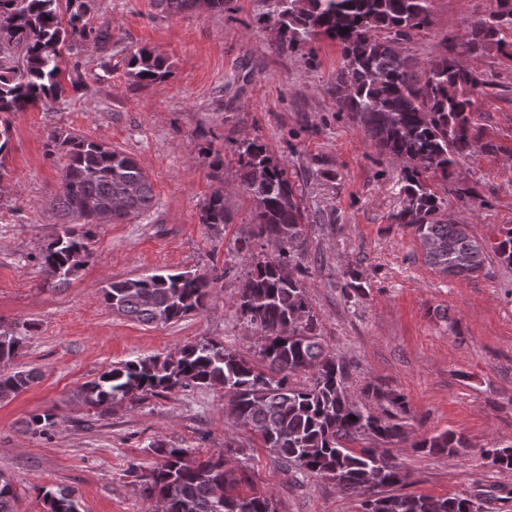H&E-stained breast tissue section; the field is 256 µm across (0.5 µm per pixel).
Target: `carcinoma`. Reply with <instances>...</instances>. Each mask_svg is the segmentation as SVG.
<instances>
[{
    "instance_id": "obj_1",
    "label": "carcinoma",
    "mask_w": 512,
    "mask_h": 512,
    "mask_svg": "<svg viewBox=\"0 0 512 512\" xmlns=\"http://www.w3.org/2000/svg\"><path fill=\"white\" fill-rule=\"evenodd\" d=\"M263 16L279 35L278 49L290 51L318 35L341 46L336 91L342 104L379 153L402 163L400 206L390 215L412 228L427 262L447 278L476 277L489 254L512 265V226L499 230L492 246L475 238L469 225L445 212L429 178L448 177L459 161L476 150L498 149L485 137L473 96L496 86L443 54L420 72L398 48L412 32L431 23V0H262ZM171 15L191 9H224V0H160ZM94 0H0V171L12 125L9 116L62 98V50L74 44H104L110 25L96 24ZM458 48L463 54L496 49L512 58V0H494L488 13L469 24ZM126 76L134 86L165 79L166 59L155 49L129 51ZM46 154L66 158L54 209L84 225L112 224L144 216L155 205L149 175L137 158L73 132H48ZM209 166L223 181L224 156L207 147ZM240 186L255 208V236L274 254L252 261L238 288L240 320L263 333L260 362L222 343L185 345L164 357L145 356L115 363L83 386L85 404L102 414L112 407L148 397H163L186 387H220L233 408L231 428L256 438L285 471L330 479L360 498L362 512H485L491 494H452L443 498L394 494L403 483L400 464L378 452L379 444L409 437L400 414L375 412L369 401L386 399L397 408L403 399L368 384L356 399L346 389V364L325 351L318 318L304 279L308 239L303 212L284 165L258 138L235 143ZM116 202L107 215L102 206ZM224 188L204 201L200 223L218 228L231 223ZM90 234L63 224L41 254L50 287L69 283L90 260ZM214 281L208 272L153 274L114 281L103 289L112 311L145 324H169L206 309ZM32 324L0 326V402L38 382L33 369L12 362L30 338ZM57 425L46 409L25 421L24 431L46 435ZM368 440L355 448L353 444ZM236 440L206 459L187 448L156 443V464L143 491L151 512H278L248 474L235 465ZM468 447L452 430L425 436L413 448L454 454ZM480 456L502 471L512 470V442L480 449ZM46 512H81L72 489L58 486L43 494ZM0 512H17L11 481L0 476Z\"/></svg>"
}]
</instances>
